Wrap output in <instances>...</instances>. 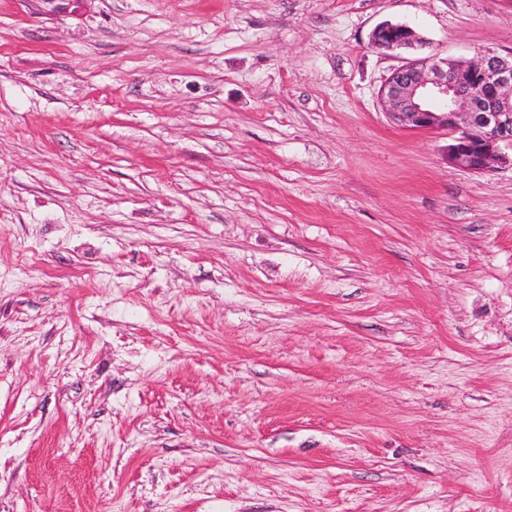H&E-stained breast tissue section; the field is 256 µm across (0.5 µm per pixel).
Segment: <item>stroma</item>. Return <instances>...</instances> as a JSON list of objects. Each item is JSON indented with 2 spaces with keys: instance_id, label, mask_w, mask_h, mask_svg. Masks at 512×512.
<instances>
[{
  "instance_id": "1",
  "label": "stroma",
  "mask_w": 512,
  "mask_h": 512,
  "mask_svg": "<svg viewBox=\"0 0 512 512\" xmlns=\"http://www.w3.org/2000/svg\"><path fill=\"white\" fill-rule=\"evenodd\" d=\"M512 0H0V512H512V167L379 89ZM371 45L383 52L417 51L424 42L408 25L382 23L371 34Z\"/></svg>"
}]
</instances>
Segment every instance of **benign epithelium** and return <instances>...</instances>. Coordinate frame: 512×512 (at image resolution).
Here are the masks:
<instances>
[{
  "label": "benign epithelium",
  "mask_w": 512,
  "mask_h": 512,
  "mask_svg": "<svg viewBox=\"0 0 512 512\" xmlns=\"http://www.w3.org/2000/svg\"><path fill=\"white\" fill-rule=\"evenodd\" d=\"M371 45L383 52L417 51L424 42L408 25L382 23ZM385 112L409 129L448 131V164L484 172L512 165V48L485 49L454 61L429 55L395 69L380 90Z\"/></svg>",
  "instance_id": "7a95c632"
}]
</instances>
